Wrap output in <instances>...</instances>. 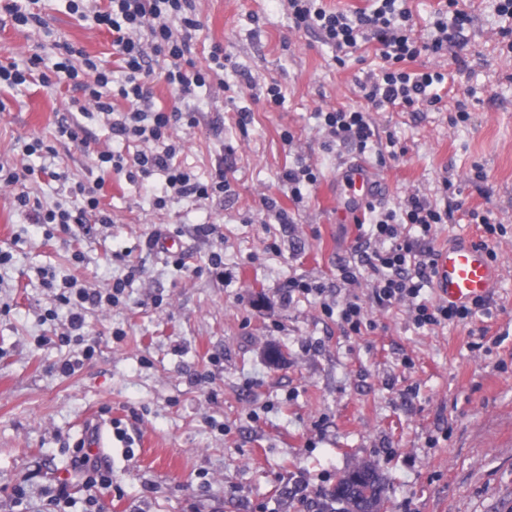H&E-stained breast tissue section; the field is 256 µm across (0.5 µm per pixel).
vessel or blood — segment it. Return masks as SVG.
<instances>
[{
  "label": "vessel or blood",
  "mask_w": 512,
  "mask_h": 512,
  "mask_svg": "<svg viewBox=\"0 0 512 512\" xmlns=\"http://www.w3.org/2000/svg\"><path fill=\"white\" fill-rule=\"evenodd\" d=\"M384 189L383 182L361 162L350 163L336 181V209L357 213ZM434 277L439 299L461 306L490 297L500 280V270L483 247L457 239L438 250Z\"/></svg>",
  "instance_id": "obj_1"
}]
</instances>
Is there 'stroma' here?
<instances>
[{"label": "stroma", "mask_w": 512, "mask_h": 512, "mask_svg": "<svg viewBox=\"0 0 512 512\" xmlns=\"http://www.w3.org/2000/svg\"><path fill=\"white\" fill-rule=\"evenodd\" d=\"M38 7L46 26L0 19V61L20 65L37 53L51 62L70 43L121 73L111 32L69 12L66 0ZM464 7L471 20L456 36L459 60L425 61L453 76L441 107L370 110L380 136L405 151L383 161L379 145L358 153L316 117L365 107L358 79L379 67L374 50L339 64L317 33L293 27L288 0H195L198 57L219 43L228 61L223 85L182 103L199 123L174 127L184 145L176 161L202 181L223 162L229 190L162 209V175L103 172L101 153L126 144L82 91L40 82L0 90V162L44 163L65 177L0 189V246L14 255L0 268V512H47L62 486L69 496L59 512H312L337 475L362 461L386 478L383 512H512V52L496 0ZM274 83L278 106L265 99ZM462 106L469 119L458 124ZM241 110L252 117L244 130ZM64 120L80 123L87 143L60 138ZM33 137L52 155L24 157L21 144ZM359 159L384 180L385 208L411 194L442 199L448 181L464 208L504 225L493 240L502 277L492 318L418 329L405 307L373 303L367 286L337 287L357 229L336 211V179ZM298 165L318 181L296 201L281 175ZM477 165L486 174L479 188ZM98 181L108 224L91 215L85 230L49 238L13 206L19 191L50 208L65 202L68 185ZM267 197L292 223L279 222ZM200 224L216 230L197 236ZM163 228L191 253L190 269L151 247ZM120 251L127 262L115 260ZM214 252L223 269L209 268ZM132 265L120 304L87 313L92 357L61 343L68 312L46 320L56 307L43 271L93 291ZM292 279L326 291L286 297ZM353 295L372 321L359 335L322 310ZM484 325L478 350L473 332ZM66 359L76 363L68 375L58 370ZM88 417L103 426L106 445L89 454L111 471L110 489L84 488L71 466Z\"/></svg>", "instance_id": "stroma-1"}]
</instances>
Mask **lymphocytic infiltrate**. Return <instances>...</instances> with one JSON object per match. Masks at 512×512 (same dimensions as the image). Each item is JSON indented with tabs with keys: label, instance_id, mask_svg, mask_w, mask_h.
<instances>
[{
	"label": "lymphocytic infiltrate",
	"instance_id": "obj_1",
	"mask_svg": "<svg viewBox=\"0 0 512 512\" xmlns=\"http://www.w3.org/2000/svg\"><path fill=\"white\" fill-rule=\"evenodd\" d=\"M68 2L72 12H92L95 24L111 31L112 45L123 62V76L114 78L111 71L100 67L83 49L67 43L48 73L42 72V58L37 54L29 58L23 69L1 64L0 84L19 86L33 78L44 83H73L94 102L114 135L139 146L133 153H101L103 168L131 180L163 174L166 191L180 197L207 199L223 194L228 187L223 173L203 182L174 162L180 146L172 141L170 129L182 121L195 126L192 113L176 108L167 112L152 103L155 83L167 84L176 99L183 100L196 88L218 80L224 68V47L220 44H212L206 65H197L194 60L193 37L202 27L195 14L194 0H108L105 9L95 11L88 9L86 0ZM374 2L371 11L360 10L351 17L327 9L323 0H288L293 25L317 30L326 44L335 47L338 63H346L361 44H377L383 64L379 71L366 73L359 81L360 91L371 107L412 109L441 104L442 95L434 93L432 87L443 82V75L410 72L405 65L423 55L440 56L447 52L449 27L460 28L468 22L460 0H447L438 10V34L428 41L416 37L410 11L397 8L396 0ZM144 28L149 31L145 40L139 37ZM88 73L93 76L89 82L84 79ZM118 98L127 102V110L115 108ZM320 118L334 140L361 153L378 135L368 110L340 108L321 113ZM69 193L73 202L67 208L43 209L25 192L15 195L13 205L18 212L34 214L36 223L57 224L65 230L83 224L90 214L99 223H111L112 218L101 208L94 189L79 183L71 186ZM461 209L457 201L441 207L416 195L409 196L395 210L367 203L363 218L369 229L358 236L352 260L340 266L341 283L352 286L367 281L378 306H408L411 321L419 328L471 320L485 310L484 301L455 306L421 297L436 254L431 237L438 225L448 223ZM408 224L419 228V238L403 234L402 228ZM129 283V278H118L106 291L90 292L76 282L62 281L56 300L69 309L71 333L84 335L86 306L119 304Z\"/></svg>",
	"mask_w": 512,
	"mask_h": 512
}]
</instances>
